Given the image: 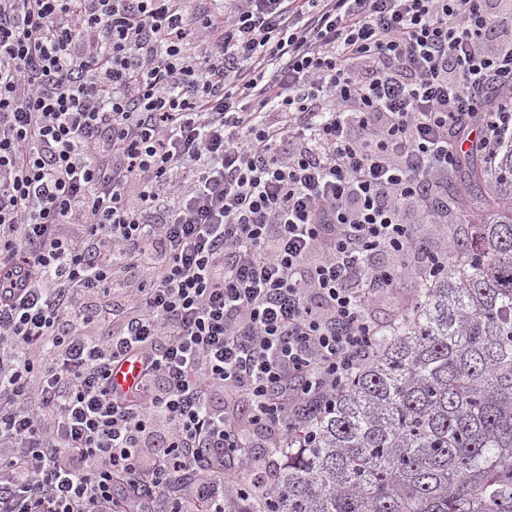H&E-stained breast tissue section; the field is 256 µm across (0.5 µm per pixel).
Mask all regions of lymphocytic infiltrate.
<instances>
[{
    "label": "lymphocytic infiltrate",
    "mask_w": 512,
    "mask_h": 512,
    "mask_svg": "<svg viewBox=\"0 0 512 512\" xmlns=\"http://www.w3.org/2000/svg\"><path fill=\"white\" fill-rule=\"evenodd\" d=\"M499 2L0 0V512H224L228 448L266 493L512 139ZM418 286L419 281L413 276L404 279L400 285L389 290L372 306L371 315L373 319L381 325L389 324L399 308L411 307Z\"/></svg>",
    "instance_id": "f902f5d3"
}]
</instances>
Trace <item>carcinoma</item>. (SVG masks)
<instances>
[{
    "mask_svg": "<svg viewBox=\"0 0 512 512\" xmlns=\"http://www.w3.org/2000/svg\"><path fill=\"white\" fill-rule=\"evenodd\" d=\"M477 223L376 356L279 451L237 512H512V144L452 172Z\"/></svg>",
    "mask_w": 512,
    "mask_h": 512,
    "instance_id": "1",
    "label": "carcinoma"
}]
</instances>
